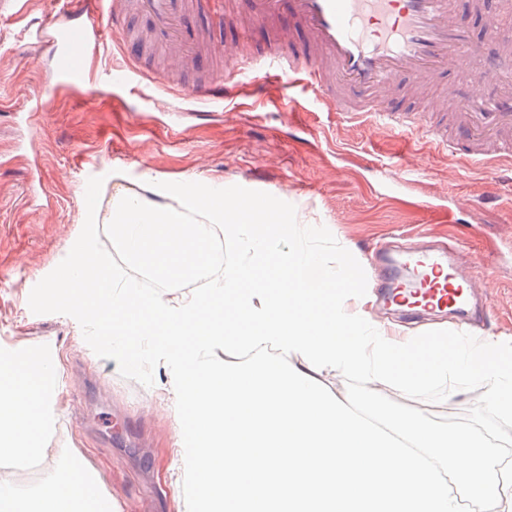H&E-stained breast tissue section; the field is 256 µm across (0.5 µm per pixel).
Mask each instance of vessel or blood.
Instances as JSON below:
<instances>
[{"label":"vessel or blood","mask_w":512,"mask_h":512,"mask_svg":"<svg viewBox=\"0 0 512 512\" xmlns=\"http://www.w3.org/2000/svg\"><path fill=\"white\" fill-rule=\"evenodd\" d=\"M82 11L99 14L98 24L75 22L47 36L61 84L84 79L90 50L103 31H117L128 12L145 16L155 46L192 64L215 54L214 25H195L213 0H79ZM507 16L488 14L485 36L501 55H487L459 16L458 0H250L249 27L264 29L272 44L261 56L243 55L256 98L267 97L273 79L288 77L312 90L329 110L351 121L396 132L424 134L436 146L489 168L512 172V55L505 35ZM454 72L466 95L455 113H444V97L426 96L444 72ZM141 66L104 70L107 86H126ZM419 98L414 108L387 104L394 88ZM230 72H214L200 83L196 98L231 99ZM454 248L415 243L382 251L373 263V286L382 308H403L408 319L451 313L468 322L478 308L479 280L466 275Z\"/></svg>","instance_id":"b4317fda"}]
</instances>
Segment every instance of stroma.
<instances>
[{
  "label": "stroma",
  "mask_w": 512,
  "mask_h": 512,
  "mask_svg": "<svg viewBox=\"0 0 512 512\" xmlns=\"http://www.w3.org/2000/svg\"><path fill=\"white\" fill-rule=\"evenodd\" d=\"M61 19L56 0H19L0 15V341L54 345L64 363L65 392L53 451L39 462L42 480L81 453L100 470L122 512H174L183 494L175 408L163 396L170 370L157 367L150 387L124 378L115 360L90 349L74 318L39 315L28 304L32 288L66 257L67 240L84 224L82 202L94 176L103 180L101 227L120 194L175 207L150 186L158 177L270 193L294 206L300 225L328 228L363 265L377 244L401 232L454 240L487 298L477 335L512 336L511 174L434 150L425 173L393 184L380 167L415 159L420 137L345 122L299 87L292 90L299 112L278 115L280 87L255 100L245 92L247 72L234 79V111L219 101L186 100L210 62L183 67L166 59L147 41L142 16L128 20L131 40L105 38L100 63L121 68L136 57L146 67L169 69V82L142 77L121 96L75 106L70 89L48 83L53 59L38 40L43 26ZM39 98L50 100V110L33 111ZM292 121L301 137H290ZM466 197L472 203L458 223L446 222L442 206Z\"/></svg>",
  "instance_id": "stroma-1"
}]
</instances>
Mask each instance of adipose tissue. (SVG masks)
I'll return each instance as SVG.
<instances>
[{
  "label": "adipose tissue",
  "instance_id": "adipose-tissue-1",
  "mask_svg": "<svg viewBox=\"0 0 512 512\" xmlns=\"http://www.w3.org/2000/svg\"><path fill=\"white\" fill-rule=\"evenodd\" d=\"M65 384L57 349L0 344V458L29 460L49 451ZM121 512L85 456L38 488L24 490L0 477V512H98L100 502Z\"/></svg>",
  "mask_w": 512,
  "mask_h": 512
}]
</instances>
